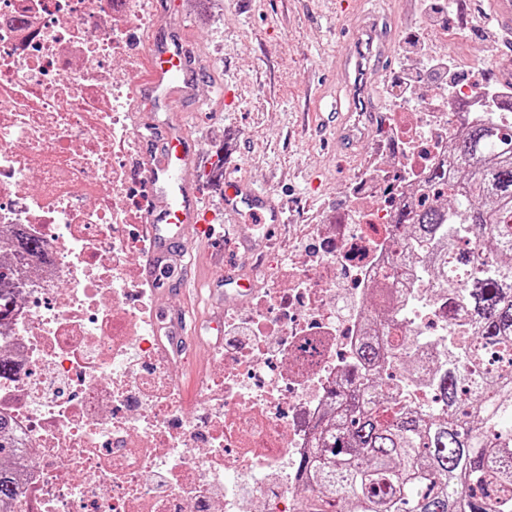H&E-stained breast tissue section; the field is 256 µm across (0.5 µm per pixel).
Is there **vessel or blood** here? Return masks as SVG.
<instances>
[{"label": "vessel or blood", "mask_w": 512, "mask_h": 512, "mask_svg": "<svg viewBox=\"0 0 512 512\" xmlns=\"http://www.w3.org/2000/svg\"><path fill=\"white\" fill-rule=\"evenodd\" d=\"M353 3L354 54L339 60L337 69L345 77L354 110L368 116L377 110L369 71L391 59L397 42L369 20L363 10L365 0H353ZM487 16L500 32L512 36V0H489ZM195 60L185 39L154 41L147 58L142 103L160 101L167 111H178L193 94L189 75ZM364 137L362 127L351 123L349 115H337L336 139L348 155H356ZM205 162L203 151L180 124L165 121L153 124L145 157L135 166V175L144 182L152 200L140 226L142 234L151 242L144 272L162 297L171 289L183 292L190 287L192 272L190 266L184 265L183 258L192 250H205L214 233L209 213L202 209L191 179L192 173ZM219 183L225 215L236 218L245 213L261 224L287 223L285 208L270 192L228 173Z\"/></svg>", "instance_id": "obj_1"}]
</instances>
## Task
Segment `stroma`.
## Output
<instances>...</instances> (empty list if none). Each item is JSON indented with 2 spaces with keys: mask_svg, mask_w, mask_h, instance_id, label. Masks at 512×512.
<instances>
[{
  "mask_svg": "<svg viewBox=\"0 0 512 512\" xmlns=\"http://www.w3.org/2000/svg\"><path fill=\"white\" fill-rule=\"evenodd\" d=\"M368 0L379 27L396 35L398 48L388 67L373 76L379 110L356 157L336 145V115L351 100L336 72V61L351 49L349 17L340 0H183L184 36L201 54L194 95L184 103V132L208 157L248 182L270 190L288 224L224 226L220 189L212 173L194 175L205 206L214 210L213 246L243 274L253 252H264L269 236L291 241L300 224H318L351 211L364 179L379 166H392L402 142L384 126L394 113L390 96L402 74L419 75L415 88L428 95L438 79L427 74L428 55L450 58L454 84L478 83L495 89L500 79L488 61L512 59V44L487 27L488 0Z\"/></svg>",
  "mask_w": 512,
  "mask_h": 512,
  "instance_id": "1",
  "label": "stroma"
}]
</instances>
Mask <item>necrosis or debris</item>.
Segmentation results:
<instances>
[{
    "label": "necrosis or debris",
    "instance_id": "obj_1",
    "mask_svg": "<svg viewBox=\"0 0 512 512\" xmlns=\"http://www.w3.org/2000/svg\"><path fill=\"white\" fill-rule=\"evenodd\" d=\"M144 0H0V261L14 310L0 321V416L20 442L9 468L15 512H308L301 462L348 384L369 310L399 296L383 273L403 263L392 209L307 228L309 247L282 267L253 259L258 283L224 307V340L203 343L186 395L168 326L135 262L140 204L130 197L136 141L124 96L148 47L132 38ZM484 118L483 92L456 86L436 112H410L396 195L442 161L456 105ZM24 229L41 255L3 239ZM248 323L241 337L238 323ZM391 337L414 341L384 371L403 404L435 407L404 371L440 360L461 320L423 288Z\"/></svg>",
    "mask_w": 512,
    "mask_h": 512
}]
</instances>
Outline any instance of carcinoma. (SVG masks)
<instances>
[{"mask_svg": "<svg viewBox=\"0 0 512 512\" xmlns=\"http://www.w3.org/2000/svg\"><path fill=\"white\" fill-rule=\"evenodd\" d=\"M397 223L428 245L425 287L448 292L466 333L448 338L438 369L412 373L427 378L438 412L389 396L390 348L378 330L367 337L346 408L304 462L311 512H512V374L485 364L512 349V139L491 118L467 127ZM15 492L0 469V512Z\"/></svg>", "mask_w": 512, "mask_h": 512, "instance_id": "obj_1", "label": "carcinoma"}]
</instances>
